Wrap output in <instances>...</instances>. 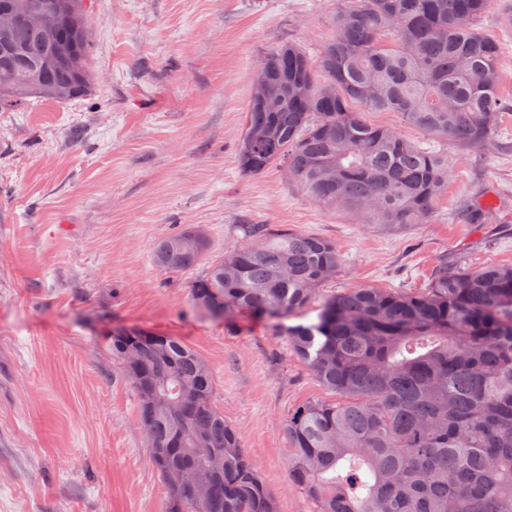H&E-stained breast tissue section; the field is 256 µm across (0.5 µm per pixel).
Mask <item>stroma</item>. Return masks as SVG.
Returning a JSON list of instances; mask_svg holds the SVG:
<instances>
[{"instance_id":"35a3bbf8","label":"stroma","mask_w":512,"mask_h":512,"mask_svg":"<svg viewBox=\"0 0 512 512\" xmlns=\"http://www.w3.org/2000/svg\"><path fill=\"white\" fill-rule=\"evenodd\" d=\"M338 0H84L86 96L0 111V512H168L137 396L104 339L177 336L209 365L215 403L279 512H313L288 483L283 423L326 392L268 323L191 301L199 268L167 274L155 242L200 227L222 253L245 224L333 240L319 297L416 291L436 268L512 266V26L493 0L501 121L485 145L436 140L451 177L431 223L400 232L310 201L283 168L245 175L236 147L258 59L288 42L318 57ZM480 207L485 218L472 223Z\"/></svg>"}]
</instances>
